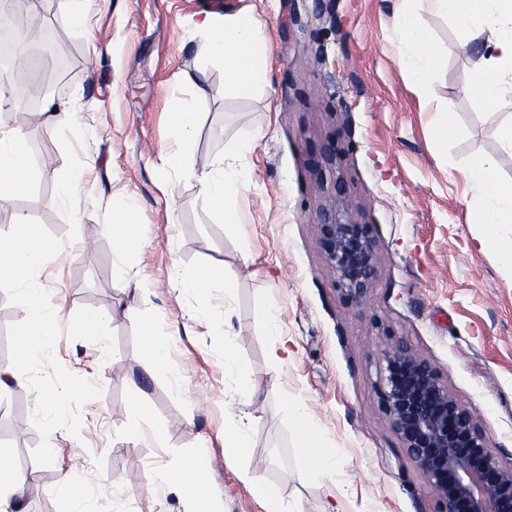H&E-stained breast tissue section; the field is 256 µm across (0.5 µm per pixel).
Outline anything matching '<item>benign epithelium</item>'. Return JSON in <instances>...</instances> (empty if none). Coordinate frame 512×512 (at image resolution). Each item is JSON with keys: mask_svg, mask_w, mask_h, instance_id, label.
Returning <instances> with one entry per match:
<instances>
[{"mask_svg": "<svg viewBox=\"0 0 512 512\" xmlns=\"http://www.w3.org/2000/svg\"><path fill=\"white\" fill-rule=\"evenodd\" d=\"M315 229L344 299L365 303L378 275L376 242L343 191L319 211ZM380 381L384 417L433 491L437 512H512V463L491 451L482 426L429 360L393 341L381 354Z\"/></svg>", "mask_w": 512, "mask_h": 512, "instance_id": "1", "label": "benign epithelium"}]
</instances>
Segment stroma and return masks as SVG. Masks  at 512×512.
<instances>
[{"instance_id": "35a3bbf8", "label": "stroma", "mask_w": 512, "mask_h": 512, "mask_svg": "<svg viewBox=\"0 0 512 512\" xmlns=\"http://www.w3.org/2000/svg\"><path fill=\"white\" fill-rule=\"evenodd\" d=\"M397 0H333V22L311 18L312 0H90L92 20L70 22L72 0H37L31 88L74 115L61 127L42 113L0 106V127L22 126L35 166L52 172L0 210V235L20 213L58 247L44 265L45 310L57 311L26 385L0 395V453L25 473L27 512H63L55 492L64 472L91 491L92 512H192L153 470L204 457L219 512H265L258 490L274 485L301 512H433L426 480L406 456L381 407V352L405 339L441 372L512 462V288L494 252L475 241L482 227L466 177L492 158L512 179L501 126L512 122V93L480 107L466 92L480 40L461 45L452 19L426 16L438 59L423 96L399 65L405 40ZM248 11L271 47V72L249 97L228 90L224 65L205 53L194 24L205 14ZM297 22H289V15ZM50 31L68 59L64 72L39 37ZM197 115L195 171L157 168L172 148V113ZM449 113L453 132L438 143L432 121ZM334 143L336 159L322 148ZM243 165L240 224L222 223L197 181L218 160ZM88 164L70 201L59 184ZM377 242L379 275L367 305L348 304L325 262L313 225L335 178ZM137 209V244L126 269L112 263L104 226ZM213 266L229 289L183 293L177 272ZM277 310L292 351L269 355L264 321ZM137 307L168 347L147 358ZM105 313L102 347L72 322ZM29 311L17 288L0 287V369L15 364V333ZM246 363L252 387L235 394L224 374V345ZM151 421L129 411L134 389ZM67 399L45 416L41 398ZM304 404L339 466L334 480L299 479L298 429L284 400ZM253 416V446L241 460L224 452V426ZM250 482H242L239 470Z\"/></svg>"}]
</instances>
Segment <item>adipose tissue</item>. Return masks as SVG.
Wrapping results in <instances>:
<instances>
[{
    "label": "adipose tissue",
    "instance_id": "adipose-tissue-1",
    "mask_svg": "<svg viewBox=\"0 0 512 512\" xmlns=\"http://www.w3.org/2000/svg\"><path fill=\"white\" fill-rule=\"evenodd\" d=\"M398 24L405 36L407 51L399 63L420 87H427L436 55L425 24V11L452 17L462 43L482 40L486 52L474 69L467 94L481 105L490 104L505 76H512V0H399ZM196 27L206 36V50L224 64V77L240 96L250 95L270 65L269 44L259 33L260 24L250 13L225 17L209 14ZM37 169L26 148L21 128L0 130V201L8 202L26 193ZM467 177L476 187L472 200L476 221L484 232L478 238L481 249L496 253L508 271L506 281L512 288V181L498 175L495 161L472 165ZM199 182L212 208L224 223L239 221L237 200L245 182L243 168L220 164L201 174ZM15 235L0 237V282L20 284L32 279L35 262L56 260L58 253L46 241L40 225L23 215H14ZM31 315L16 332V364L0 371V389L27 381L29 367L35 362L45 340L53 333L54 318L45 312L38 289L25 294ZM285 414L301 432L299 448L302 466L299 475L306 481H319L336 471V459L318 446V433L308 409L297 402L284 406ZM154 482L170 486L192 502L194 512H216L209 491V466L204 459L188 457L178 465L159 469Z\"/></svg>",
    "mask_w": 512,
    "mask_h": 512
}]
</instances>
